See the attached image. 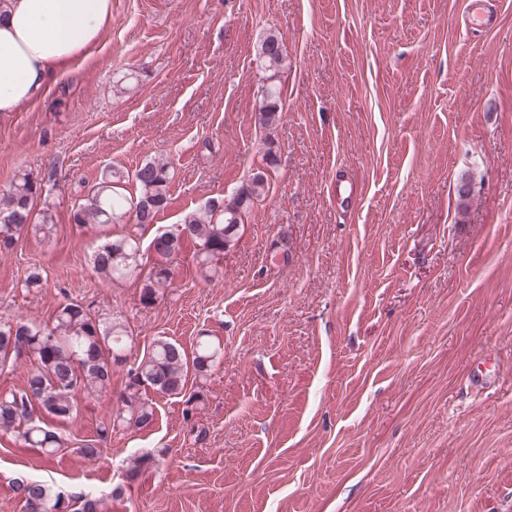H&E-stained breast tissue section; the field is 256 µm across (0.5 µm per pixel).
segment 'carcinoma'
<instances>
[{
  "instance_id": "1",
  "label": "carcinoma",
  "mask_w": 512,
  "mask_h": 512,
  "mask_svg": "<svg viewBox=\"0 0 512 512\" xmlns=\"http://www.w3.org/2000/svg\"><path fill=\"white\" fill-rule=\"evenodd\" d=\"M257 61L268 72L261 90L259 122L269 127L284 110L279 73L284 53L278 35L267 33L257 47ZM135 194L126 196L125 175L112 170L72 209L74 224H97L106 239L92 253L93 270L103 280L132 276L141 267L140 241L133 233L114 235L112 225L128 220L137 230L155 224L157 215L170 202L168 164L149 159L133 173ZM266 173H256L250 183L229 199H212L197 211L187 213L173 230L158 232L150 242L156 260L145 276L141 302L155 304L160 289L171 286L172 263L184 244L197 245L201 266L224 255L236 240L241 224L255 200L265 194ZM44 179L27 170L14 173L8 189L0 193V253L14 250L22 232L31 228L47 234L54 218L49 201L41 210L34 202L42 198ZM44 270L33 265L26 271L25 287L44 286ZM128 325L120 316L96 313L77 300L58 307L51 322L0 320V368L25 356L32 363L19 389L0 394V432L13 436L26 448L48 460L69 447L57 424L77 413L73 393L103 392L111 384L112 366L126 359ZM224 356L220 342L205 337L189 354L176 341L161 337L151 352L128 370V381L117 397L115 421L144 427L155 419V406L143 397L152 389L162 396L182 394L189 374L203 380ZM23 512H103L105 501L88 493H74L44 480L19 477L12 482Z\"/></svg>"
}]
</instances>
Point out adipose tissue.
<instances>
[{
	"instance_id": "adipose-tissue-1",
	"label": "adipose tissue",
	"mask_w": 512,
	"mask_h": 512,
	"mask_svg": "<svg viewBox=\"0 0 512 512\" xmlns=\"http://www.w3.org/2000/svg\"><path fill=\"white\" fill-rule=\"evenodd\" d=\"M112 0H7L0 10V115L40 97L57 71L88 56Z\"/></svg>"
}]
</instances>
